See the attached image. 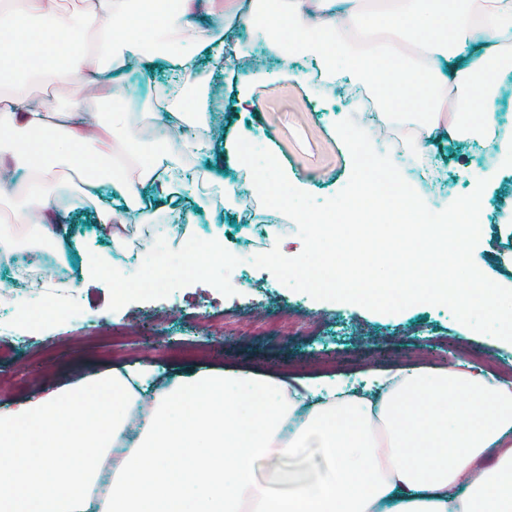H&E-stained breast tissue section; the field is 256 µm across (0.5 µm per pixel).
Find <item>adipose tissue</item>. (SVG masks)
<instances>
[{"mask_svg":"<svg viewBox=\"0 0 512 512\" xmlns=\"http://www.w3.org/2000/svg\"><path fill=\"white\" fill-rule=\"evenodd\" d=\"M42 15L32 25L24 0H0V149L22 172L18 180L0 173V198L23 194L0 226V265L30 237L58 243L61 202L46 188L56 168L77 166L87 198L111 191L112 207L98 213L106 224L114 206L166 200L175 152L210 150L201 138L144 146L127 113L91 120L81 96L65 110L31 108L20 82L25 60L81 88L100 83L116 49L135 77L155 59L172 62L193 73V89L156 97L151 109L175 127L204 108L211 75L197 58L214 42L212 26L230 17L243 32L264 22L288 30L267 44L281 66L243 76V86L307 82L294 63L317 52L331 86L359 68L384 103L377 126L423 113L410 131L420 147L493 134L512 83V0H86L80 12L48 4ZM109 130L122 133L135 170L94 150ZM357 179L368 199L362 227L392 247L371 258L375 275L340 280L349 244L336 221L348 205L339 202L315 220L321 245L295 274L301 287L366 303L440 302L512 328V297L480 267L448 273L449 257L468 252L462 219L479 209L481 185L437 222L397 163L362 152ZM186 254L176 272L197 276L223 258L222 238L201 234ZM151 373L85 376L0 409V512H512V384L475 365L405 369L359 388L335 376L301 390L253 373L198 372L139 416L138 391ZM309 448L321 451L313 479L282 491L258 481V469ZM113 451L118 460L105 468Z\"/></svg>","mask_w":512,"mask_h":512,"instance_id":"ef3b65f1","label":"adipose tissue"}]
</instances>
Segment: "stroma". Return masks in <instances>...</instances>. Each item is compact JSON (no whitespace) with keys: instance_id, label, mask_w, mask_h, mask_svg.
Segmentation results:
<instances>
[{"instance_id":"35a3bbf8","label":"stroma","mask_w":512,"mask_h":512,"mask_svg":"<svg viewBox=\"0 0 512 512\" xmlns=\"http://www.w3.org/2000/svg\"><path fill=\"white\" fill-rule=\"evenodd\" d=\"M273 64L261 54H244L234 68L214 70L206 109L213 153L176 158V167L192 177L173 186V201L150 217V232L128 223L123 213L113 223L98 222L96 214L109 204V196L91 200L66 189V182L76 178L73 171L49 176V188L64 199L61 249L73 281L51 287L45 296L14 289L0 300V315L10 321L7 334H0V377L6 382L0 407L80 375L139 362L158 364L170 376L210 369L368 380L402 368L444 369L453 356L512 382V337L498 326L459 321L439 304L368 307L299 287L292 272L313 254L318 235L314 226L296 223L291 209L323 213L358 194L360 134L367 128L366 113L378 111L381 101L367 92L366 110L350 112L345 95L328 100L312 84L282 79L250 87L251 104H239L238 77ZM238 135L253 140L258 157H275L270 176L289 196V205L258 191L235 201L218 192L217 181L251 179L249 167L236 164L229 149ZM428 170L436 194H466L482 180L483 144L463 138L437 147ZM246 209L260 225L248 236L240 223ZM177 215L195 224H216L229 261L197 279L169 274L170 266L185 260L169 231ZM478 220L465 261L512 289V177L488 187ZM118 246L135 250L136 262L83 280L85 261L112 255ZM46 306L58 314L49 326L26 322L27 314ZM283 313L298 319L295 334L270 331L222 340L210 329L217 316L232 322Z\"/></svg>"}]
</instances>
